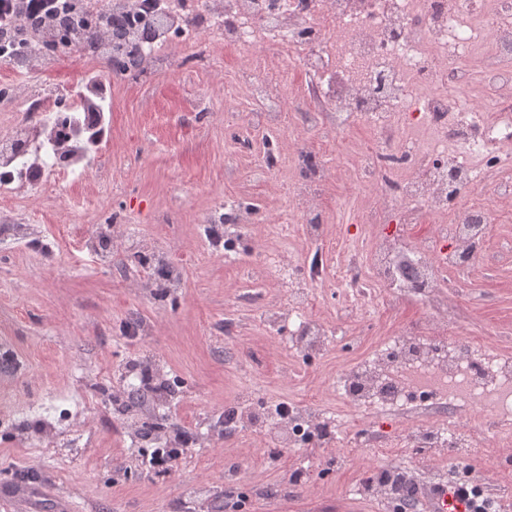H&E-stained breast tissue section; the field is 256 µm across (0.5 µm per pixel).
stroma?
Returning a JSON list of instances; mask_svg holds the SVG:
<instances>
[{
  "label": "stroma",
  "instance_id": "obj_1",
  "mask_svg": "<svg viewBox=\"0 0 512 512\" xmlns=\"http://www.w3.org/2000/svg\"><path fill=\"white\" fill-rule=\"evenodd\" d=\"M41 55L29 71L0 63V84L66 91L97 65L80 50ZM213 55L221 68L209 65ZM243 70L241 52L216 39L181 66L114 87L109 148L94 161L103 179L69 174L49 191L0 197V350L11 359L0 371V501L31 485L40 493L30 512H57L63 499L79 512H387L368 478L402 466L413 512H426L433 476L452 456L409 447L406 437L410 425L442 418V410L370 413L336 393L338 370L399 328L425 322V306L360 315L342 310L331 290L315 289L313 311L332 334L327 351L310 356L276 346L257 318L251 258L228 264L205 248L198 216L227 196L286 217L287 236L266 235L265 247L296 255L305 248L285 201L259 172L269 134L248 122L259 104ZM363 204L347 177L332 180L322 198L332 233L328 277L340 255L370 247L353 224ZM130 227L176 265L177 290L147 289L151 269L124 266ZM44 242L58 264L41 258ZM448 279L469 335L483 350L512 357V200L500 204L478 267ZM137 363L177 387L160 424L218 433L226 404L250 391L274 404L318 401L338 435L332 447L288 448L273 462L263 436L246 426L187 449L170 475H145L137 426L117 404ZM473 427L484 443L457 459L501 512H512V442L482 422ZM363 430L388 433L392 447L365 442Z\"/></svg>",
  "mask_w": 512,
  "mask_h": 512
}]
</instances>
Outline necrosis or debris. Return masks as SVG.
<instances>
[{
  "mask_svg": "<svg viewBox=\"0 0 512 512\" xmlns=\"http://www.w3.org/2000/svg\"><path fill=\"white\" fill-rule=\"evenodd\" d=\"M151 10L133 18L128 40L155 27L144 63L178 61L172 42L198 48L206 37L245 52L254 75L252 92L263 106L258 117L279 125L284 110L302 113L308 127L344 132L364 122L372 139L358 160L361 184L371 206L361 224H413L422 215L443 216L432 235L412 242L399 234L375 235L366 254H346L338 298L352 313L415 300L438 313L427 326L405 328L403 337L344 373L339 395L355 407L408 412L447 405V425L415 430L413 448H470L474 441L457 420L490 404L494 426L512 423V360L475 357L465 337H448V274L477 267L494 221V202H472L474 192L512 165V0H151ZM277 48L311 78L300 95L280 93V80L257 75L260 57ZM132 72L110 68L108 79L85 82L79 93L48 91L28 102L31 116L0 143V194H13L34 179L87 170L95 111L112 80ZM481 80L482 97L464 96ZM312 146L297 134L292 154L299 169L288 187L299 212L308 250L277 268L287 303L260 312L277 339L318 354L328 334L324 322L307 314L312 292L326 282L321 251L325 226L318 214L332 170L326 163L307 169ZM454 220H447L449 206ZM219 225L222 237L207 239L209 251L238 260L249 232L272 223L263 209L235 200L200 218ZM427 340H420L421 331ZM263 425L285 432L292 448H324L334 431L322 407L292 405L287 418L273 407H257Z\"/></svg>",
  "mask_w": 512,
  "mask_h": 512,
  "instance_id": "4bbe7bcc",
  "label": "necrosis or debris"
}]
</instances>
